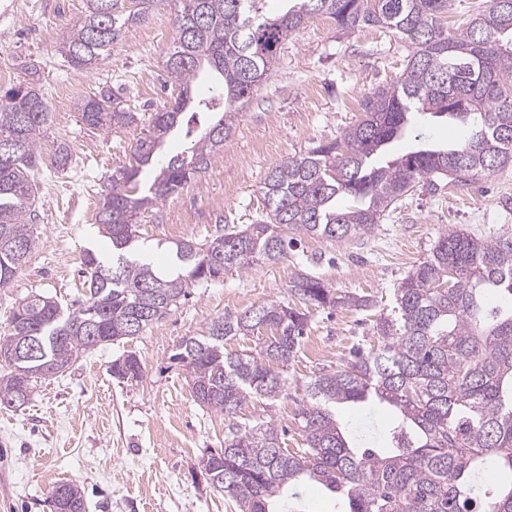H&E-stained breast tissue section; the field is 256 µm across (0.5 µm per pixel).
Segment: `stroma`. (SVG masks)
Here are the masks:
<instances>
[{
    "instance_id": "obj_1",
    "label": "stroma",
    "mask_w": 512,
    "mask_h": 512,
    "mask_svg": "<svg viewBox=\"0 0 512 512\" xmlns=\"http://www.w3.org/2000/svg\"><path fill=\"white\" fill-rule=\"evenodd\" d=\"M84 8L85 0H0L6 84L22 80L24 61L39 63L50 108L40 149L48 156L63 143L72 156L66 169L46 164L36 174L38 244L14 280L0 288V336L8 334L14 309L30 294L77 308L85 296L84 253L108 248L95 222L99 191L108 175L128 164L140 130L87 128L77 101L107 84L146 115L177 94L163 62L180 0H158L149 18L129 27L96 69L78 72L59 46ZM408 49L386 29L342 35L326 17L309 19L282 49L223 153L196 181L144 213L139 233L156 261H163L164 245L204 243L254 223L268 169L341 137L359 120L369 92L399 77ZM466 134L458 123L424 116L390 151L405 153L420 139L445 145ZM506 195L512 196V166L468 187L432 193L418 186L370 235L336 243L305 238L282 261L191 287L186 299L140 336L82 354L62 374L38 381L23 408L0 409V512H53L52 489L66 481L81 488L86 512H235L202 475L207 452L224 446L227 422L195 402L186 372L170 360L175 345L201 334L224 312L284 299L290 281L304 272L338 290L371 296L378 307L391 306L400 279L429 255L445 230L462 229L484 240L512 234V211L498 205ZM373 321V312L347 307L313 311L310 331L288 367V397L275 408L278 426L287 430L286 447L303 445L296 414L304 381L335 367L354 346H377ZM130 352L145 370L132 383L111 370L114 360ZM336 413L350 431L371 432L381 446L395 425L392 412L374 403Z\"/></svg>"
}]
</instances>
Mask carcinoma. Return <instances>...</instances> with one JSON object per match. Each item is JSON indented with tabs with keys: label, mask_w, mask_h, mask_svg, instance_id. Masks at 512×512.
<instances>
[{
	"label": "carcinoma",
	"mask_w": 512,
	"mask_h": 512,
	"mask_svg": "<svg viewBox=\"0 0 512 512\" xmlns=\"http://www.w3.org/2000/svg\"><path fill=\"white\" fill-rule=\"evenodd\" d=\"M181 2L165 60L176 97L150 113L132 160L97 207L111 252L85 253L79 309L32 295L13 311L0 336V358L10 367L0 379V408L27 404L37 380L79 355L141 335L195 284L279 262L302 237L332 243L366 236L421 182L435 191L439 177L467 184L512 164V0H490L458 33L443 23L450 0H282L272 16L264 0ZM154 4L86 0L62 40L66 61L92 69ZM318 15L344 33L378 27L404 36L413 50L399 79L367 95L361 118L340 139L273 166L255 223L201 245L175 242L170 271L149 262L139 244L141 215L211 166L282 46ZM205 72L212 84L201 97L196 87ZM24 74L0 91V286L38 243L34 178L49 105L40 67L29 62ZM76 110L97 131L140 121L107 85ZM417 115L449 117L468 135L389 156ZM180 134L191 146L163 157ZM339 306L368 311L375 303L301 274L285 300L227 311L175 348L170 360L186 371L194 400L229 420L224 448L204 459V479L238 512H277L281 498H299L307 484L343 505L340 512H512V235L482 241L463 230L441 233L393 290L390 311L374 321L380 345L304 382L298 420L305 447L284 448L273 416L242 422L238 414L249 400L272 407L288 397L284 367L301 349L310 308ZM263 326L275 334L256 352L224 351L225 340ZM27 336L37 340L34 356L18 350ZM112 374L137 382L144 368L130 352L112 363ZM366 402L397 415L386 453L349 441L336 419V407ZM63 488L73 499L69 512H85L79 487L62 482L53 491Z\"/></svg>",
	"instance_id": "1"
}]
</instances>
